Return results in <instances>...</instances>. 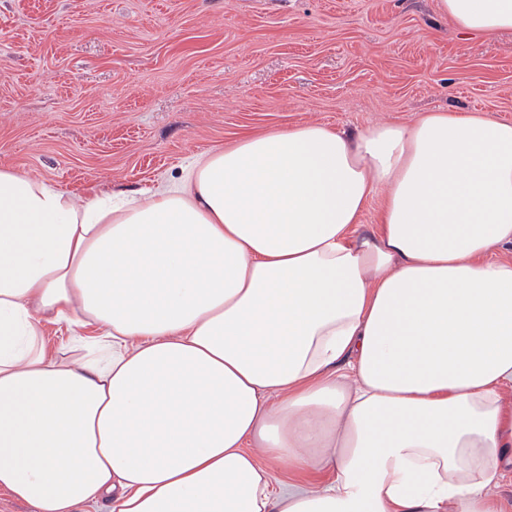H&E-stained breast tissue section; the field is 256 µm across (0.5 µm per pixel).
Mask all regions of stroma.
<instances>
[{"label": "stroma", "instance_id": "stroma-1", "mask_svg": "<svg viewBox=\"0 0 512 512\" xmlns=\"http://www.w3.org/2000/svg\"><path fill=\"white\" fill-rule=\"evenodd\" d=\"M437 110L512 121V32H461L437 0H0V165L77 195L249 133Z\"/></svg>", "mask_w": 512, "mask_h": 512}]
</instances>
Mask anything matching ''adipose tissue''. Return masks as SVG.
<instances>
[{
	"mask_svg": "<svg viewBox=\"0 0 512 512\" xmlns=\"http://www.w3.org/2000/svg\"><path fill=\"white\" fill-rule=\"evenodd\" d=\"M438 9L512 30V0ZM511 468L512 122L267 131L131 193L0 165V495L36 512H504L490 489Z\"/></svg>",
	"mask_w": 512,
	"mask_h": 512,
	"instance_id": "ef3b65f1",
	"label": "adipose tissue"
}]
</instances>
